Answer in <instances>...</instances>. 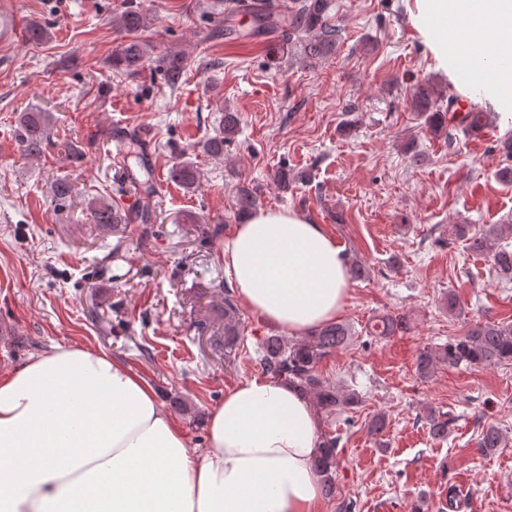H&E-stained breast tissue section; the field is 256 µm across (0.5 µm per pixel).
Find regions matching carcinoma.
Here are the masks:
<instances>
[{
  "label": "carcinoma",
  "mask_w": 512,
  "mask_h": 512,
  "mask_svg": "<svg viewBox=\"0 0 512 512\" xmlns=\"http://www.w3.org/2000/svg\"><path fill=\"white\" fill-rule=\"evenodd\" d=\"M329 0H297L289 25L292 29L308 35L303 42V52L309 57L323 55L336 42L338 29L329 20ZM147 14L138 5H131L119 16V26L132 35L119 53L113 64L124 70L135 73L150 57V45L136 37V34L147 28ZM171 84L178 83L185 68V59L177 54H169L163 59ZM418 108L425 114L427 123L433 128H441L449 121L472 134L482 132L490 120V113L478 107L456 115L458 101H448V111L432 112L431 97L420 91L416 97ZM48 115L33 108L21 114L16 132L23 152L28 156H38L50 141L48 132ZM239 127V116L235 112L224 113V132L213 137L205 144L207 153L213 156L224 154V142L235 135ZM116 139L125 148V157L132 158L139 167V172L127 169L130 183L149 196L153 194V174L144 154V146L137 132L119 130ZM173 177L183 186L190 188L197 180V171L192 165H180ZM236 205L242 214L249 213L258 206V199L252 190L240 187ZM90 212L96 224H124L127 221L124 210L113 205L105 198L90 202ZM512 234V224H493L485 229L473 232L468 224H453L448 229V236L462 239L468 243V249L488 255L493 263L497 277L505 282H512V249L501 244L504 234ZM406 327L404 318L398 315H384L374 320L368 329L369 335L385 338L394 336ZM352 333L350 327L343 322H331L316 330L313 334L298 342L288 343L279 336H270L263 345L261 364L265 371L273 377L285 379L298 386L313 402L318 411L332 416L359 404V396L355 392H343L326 381L317 371L318 364L333 350L345 346ZM512 361V322L479 324L470 328L467 333L441 347L422 351L417 358V371L420 375H428L439 365L457 367L482 366L492 367ZM431 433L437 438H445L450 432L451 420L444 413L434 410L427 412L425 417ZM507 432L490 425L481 430L478 447L489 451L506 448L509 443ZM340 438L325 436L322 458V489L329 497L336 496V468L338 465V447Z\"/></svg>",
  "instance_id": "carcinoma-1"
}]
</instances>
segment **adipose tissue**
Returning a JSON list of instances; mask_svg holds the SVG:
<instances>
[{
    "instance_id": "ef3b65f1",
    "label": "adipose tissue",
    "mask_w": 512,
    "mask_h": 512,
    "mask_svg": "<svg viewBox=\"0 0 512 512\" xmlns=\"http://www.w3.org/2000/svg\"><path fill=\"white\" fill-rule=\"evenodd\" d=\"M437 70L512 122V0H407ZM245 309L299 338L335 321L350 274L322 225L245 215L224 242ZM189 447L151 384L101 349L54 345L0 374V512H319L321 423L287 381L227 390Z\"/></svg>"
}]
</instances>
